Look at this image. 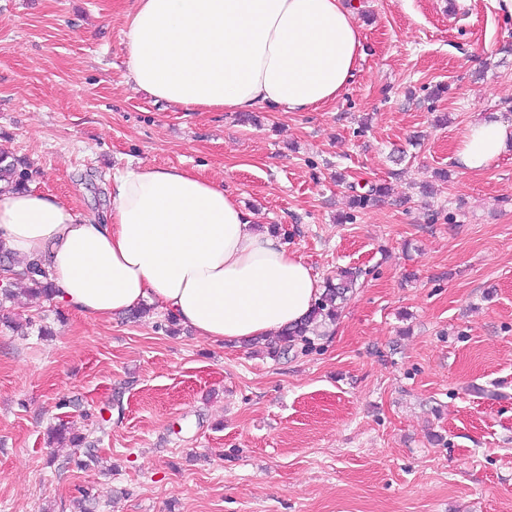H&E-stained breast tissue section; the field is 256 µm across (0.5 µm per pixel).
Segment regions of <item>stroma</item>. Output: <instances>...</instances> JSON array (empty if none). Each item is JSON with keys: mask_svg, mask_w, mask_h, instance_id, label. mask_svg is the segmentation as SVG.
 Segmentation results:
<instances>
[{"mask_svg": "<svg viewBox=\"0 0 512 512\" xmlns=\"http://www.w3.org/2000/svg\"><path fill=\"white\" fill-rule=\"evenodd\" d=\"M355 2L349 89L243 123L126 84L133 0H0V153L27 185L99 215L114 174L193 169L280 225L318 280L360 273L280 361L169 334L157 308L93 321L17 292L0 304V512H80L86 492L93 512H512V153L480 173L454 158L478 116L512 123V14ZM368 181L391 197L350 211ZM61 422L98 465L48 444Z\"/></svg>", "mask_w": 512, "mask_h": 512, "instance_id": "35a3bbf8", "label": "stroma"}]
</instances>
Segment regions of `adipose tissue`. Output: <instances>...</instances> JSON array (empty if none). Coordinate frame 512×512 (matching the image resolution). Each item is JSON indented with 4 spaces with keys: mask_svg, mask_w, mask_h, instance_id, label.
Wrapping results in <instances>:
<instances>
[{
    "mask_svg": "<svg viewBox=\"0 0 512 512\" xmlns=\"http://www.w3.org/2000/svg\"><path fill=\"white\" fill-rule=\"evenodd\" d=\"M123 35L128 84L186 112H314L348 90L362 56L347 0H135ZM509 152L512 124L489 115L456 158L481 172ZM0 244L37 260L80 316L155 305L214 343L294 326L320 294L223 184L177 167L114 175L100 217L0 180Z\"/></svg>",
    "mask_w": 512,
    "mask_h": 512,
    "instance_id": "obj_1",
    "label": "adipose tissue"
}]
</instances>
